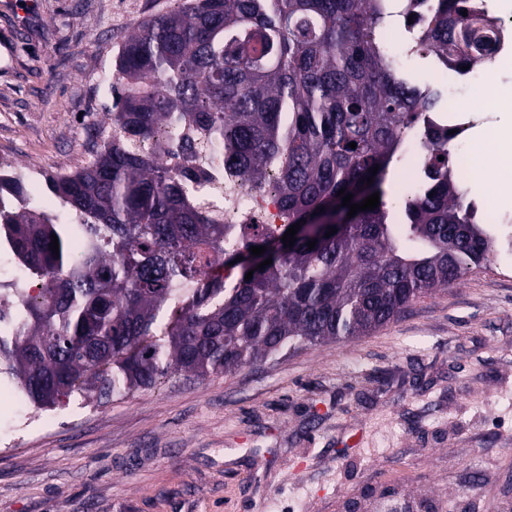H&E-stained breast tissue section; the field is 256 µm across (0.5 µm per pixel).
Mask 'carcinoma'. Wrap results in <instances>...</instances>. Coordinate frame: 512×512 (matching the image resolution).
Here are the masks:
<instances>
[{
  "instance_id": "obj_1",
  "label": "carcinoma",
  "mask_w": 512,
  "mask_h": 512,
  "mask_svg": "<svg viewBox=\"0 0 512 512\" xmlns=\"http://www.w3.org/2000/svg\"><path fill=\"white\" fill-rule=\"evenodd\" d=\"M178 2L119 49L111 134L87 165L46 180L77 222L21 203L0 210V253L42 280L37 299L0 288V387L37 409L77 390L107 399L365 336L497 253L498 235L458 185L454 133L429 136L427 184L398 223L383 200L347 218L337 192L384 195L402 139L435 105L383 48L377 0ZM426 24L427 52L490 64L472 0H438ZM203 148L244 183L275 172L288 222L238 224L239 246L225 250L224 224L198 196L210 176ZM22 194L1 172L0 196ZM333 214L343 224L282 244L296 222ZM263 245L255 263L239 261ZM231 261L240 277L229 287Z\"/></svg>"
}]
</instances>
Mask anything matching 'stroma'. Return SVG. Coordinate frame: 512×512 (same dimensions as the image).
<instances>
[{
  "instance_id": "obj_1",
  "label": "stroma",
  "mask_w": 512,
  "mask_h": 512,
  "mask_svg": "<svg viewBox=\"0 0 512 512\" xmlns=\"http://www.w3.org/2000/svg\"><path fill=\"white\" fill-rule=\"evenodd\" d=\"M175 0H0V161L69 173L110 130L107 76ZM0 512H342L352 498L512 512V267L494 258L366 336L232 375H171L13 422Z\"/></svg>"
}]
</instances>
